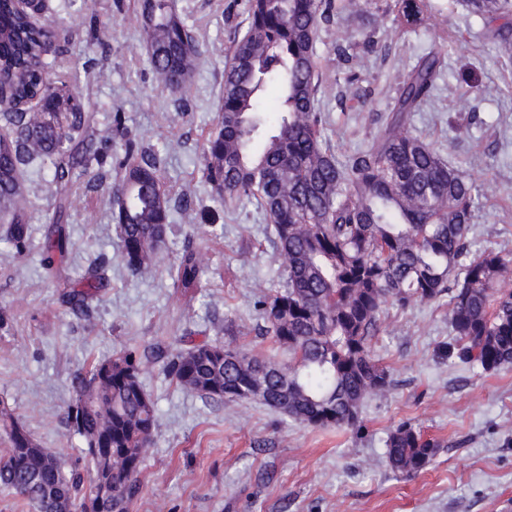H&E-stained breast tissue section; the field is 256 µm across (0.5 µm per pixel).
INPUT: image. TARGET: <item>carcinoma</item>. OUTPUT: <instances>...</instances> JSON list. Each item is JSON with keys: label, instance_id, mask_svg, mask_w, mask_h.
<instances>
[{"label": "carcinoma", "instance_id": "carcinoma-1", "mask_svg": "<svg viewBox=\"0 0 512 512\" xmlns=\"http://www.w3.org/2000/svg\"><path fill=\"white\" fill-rule=\"evenodd\" d=\"M487 21L512 16V0H461ZM29 6L0 0V215L19 253L30 247L19 178L35 158L52 164L61 224L74 171L96 158L85 130L98 102L77 90L79 77L53 76L58 36ZM332 0H247L248 26L224 66L216 129L202 144L203 175L214 200L235 209L247 200L263 213L282 261L280 282L258 296L263 331L288 360L257 357L220 339L190 342L165 364L180 389L214 402L258 401L304 425L360 430L364 401L388 391L389 370L372 338L386 304L401 308L449 297L452 337L446 357L484 372L512 364V254H472L468 241L478 190L466 169L406 128L439 76L435 53L421 58L400 89L389 123L373 145L340 161L322 134L317 92L324 79L316 38ZM395 21H424L422 0H394ZM141 37L155 78L173 94L192 83L200 56L175 0H138ZM112 189V220L125 265L149 270L165 243L175 200L151 147L125 142ZM65 246L47 239L41 257L57 276ZM207 267L188 245L169 271L189 304ZM96 280L72 288L62 303L84 307ZM145 362L123 346L76 374L65 402L69 431L82 441L69 467L0 407V485L35 512H130L141 491L144 455L157 426L155 402L141 374ZM385 464L403 475L423 470L441 442L404 421L388 434Z\"/></svg>", "mask_w": 512, "mask_h": 512}]
</instances>
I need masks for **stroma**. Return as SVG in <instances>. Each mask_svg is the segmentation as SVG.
Returning a JSON list of instances; mask_svg holds the SVG:
<instances>
[{"instance_id":"35a3bbf8","label":"stroma","mask_w":512,"mask_h":512,"mask_svg":"<svg viewBox=\"0 0 512 512\" xmlns=\"http://www.w3.org/2000/svg\"><path fill=\"white\" fill-rule=\"evenodd\" d=\"M96 3V20L110 35L103 48H87L88 23L71 0H48L40 21L60 33L64 70L105 71L89 87L99 103L89 133L100 168L114 170L121 149L104 133L121 115L128 138L160 152L164 181L191 205L173 213L152 271L135 274L120 257L111 184L87 190L89 175L80 173L62 278L78 283L94 269L103 286L76 314L61 306L36 251L54 207L51 171L43 163L25 171L34 249L20 256L0 239V309L8 316L0 329V403L42 447L73 463L80 440L64 419L71 379L91 360L128 346L148 358L141 379L158 416L132 512H512V366L486 373L440 359L438 348L450 339L445 303L386 306L371 345L395 384L365 400L358 431L301 425L254 401L213 404L170 381L164 365L185 336L288 357L264 334L253 306L280 279L269 224L248 203L220 212V237L200 219L214 205L202 140L216 124L224 63L247 28L245 0H177L201 48L181 97L155 79L134 0ZM335 3L318 31L317 54L329 71L317 97L337 157L370 146L406 73L421 56L439 54L442 74L407 128L475 179L472 252L512 251V65L500 54L497 23L467 14L458 0H429L424 23L413 29L394 22L392 0ZM471 91L480 99L475 112L466 107ZM189 244L209 274L188 305L167 269ZM406 420L442 442L433 461L410 476L383 462L389 429Z\"/></svg>"}]
</instances>
